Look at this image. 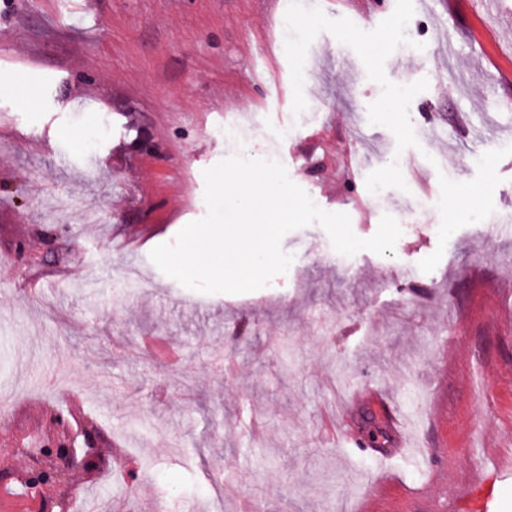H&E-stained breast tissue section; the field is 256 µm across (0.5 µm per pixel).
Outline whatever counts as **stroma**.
<instances>
[{"label":"stroma","mask_w":512,"mask_h":512,"mask_svg":"<svg viewBox=\"0 0 512 512\" xmlns=\"http://www.w3.org/2000/svg\"><path fill=\"white\" fill-rule=\"evenodd\" d=\"M364 30L396 0H302ZM387 77L429 87L410 104L435 137L397 151L368 121L381 95L357 53L312 42L307 107L292 111L290 32L276 0H0V457L38 443L116 448L52 488L121 512H512V155L497 166V233L474 223L437 267L440 176L477 174L474 145H512V0H414ZM261 119L235 142L224 124ZM466 114L460 136L455 117ZM367 130L428 208L371 193L349 164ZM279 155L328 212L393 254L347 262L317 225L286 234L293 261L265 287L203 294L150 260L207 212L204 172ZM162 336L180 366L142 347ZM408 421L397 438L364 386ZM348 411L330 436L333 414Z\"/></svg>","instance_id":"obj_1"}]
</instances>
